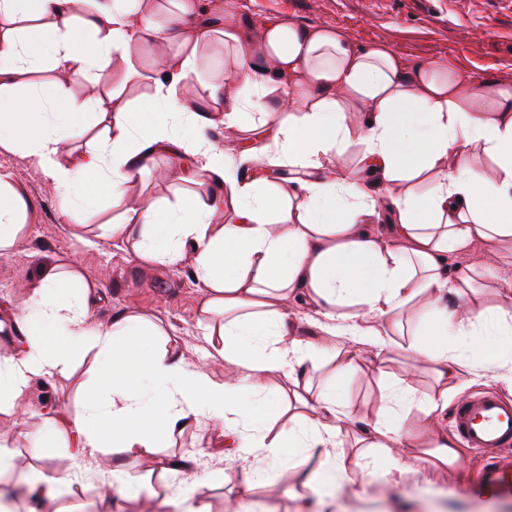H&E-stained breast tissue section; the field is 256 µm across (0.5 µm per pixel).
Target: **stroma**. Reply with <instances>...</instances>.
Masks as SVG:
<instances>
[{
    "label": "stroma",
    "mask_w": 512,
    "mask_h": 512,
    "mask_svg": "<svg viewBox=\"0 0 512 512\" xmlns=\"http://www.w3.org/2000/svg\"><path fill=\"white\" fill-rule=\"evenodd\" d=\"M234 18L248 31H256L265 18L287 16L305 25L332 26L358 45L392 47L412 61L441 59L466 76L512 83V0H224ZM8 168L36 207L30 236L11 253L0 256V324L11 326L20 307V291L34 282L38 264L47 260L62 266L77 265L86 281L103 288L104 296L93 312L104 324L127 306H134L166 330V347L182 350L192 361L207 364L209 346L197 324L202 290L190 269L169 270L138 263L116 247L91 221L75 227L61 223L59 201L33 161L20 152L0 150V167ZM477 284L495 298L498 286L512 283V258L487 250L475 271ZM90 360L76 364L67 378L47 386H34L25 399L24 415H0V444L14 454V467L0 476V494L11 493L14 512H52L54 506L70 512H142V500L104 498L94 460L75 449L47 444L45 448L61 477L82 469L83 475L63 490L57 503L33 500L20 493L18 482L34 462L30 435L45 417L71 418L74 402L89 377ZM379 377L372 371L352 372L342 385L349 419L343 427L355 434L372 420L379 399ZM216 427L203 424L174 440L173 447L157 449L134 468L144 486L167 482V512H183L179 492L184 475L196 482L195 501L204 512H228L239 501L264 502L273 512H512V493H485L477 487L480 459L466 453L458 470L423 468L419 478L383 487L380 480L351 471L346 484L332 497L302 486L300 471L318 470V459L302 469L288 460L276 462L266 483L245 489L239 479L244 464L234 449L218 445ZM190 461L189 471L172 469V462ZM224 470L223 486L203 477L207 470Z\"/></svg>",
    "instance_id": "obj_1"
}]
</instances>
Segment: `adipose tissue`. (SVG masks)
<instances>
[{
    "label": "adipose tissue",
    "instance_id": "ef3b65f1",
    "mask_svg": "<svg viewBox=\"0 0 512 512\" xmlns=\"http://www.w3.org/2000/svg\"><path fill=\"white\" fill-rule=\"evenodd\" d=\"M214 42L224 47L219 74L204 55ZM146 47L164 51L149 71ZM47 69L81 73L83 94L44 97L36 76ZM112 72L119 80L102 92ZM145 80L151 94L126 99ZM195 80L209 94L193 103L185 90ZM219 125L247 147L217 143ZM355 143L356 168L335 164ZM0 149L34 160L66 221L98 216L109 199L120 208L105 224L113 241L146 265L191 264L204 290L198 322L220 373L160 347L163 328L136 310L94 323L100 290L77 268L46 265L22 292V341L0 353V412H19L33 385L93 355L74 421L45 419L32 445H75L127 499L141 494L130 463L205 421L242 453L262 450L263 465L242 472L248 487L267 478V462L312 455L325 466L304 484L319 491L340 487L352 466L398 485L416 463L463 462L436 422L476 361L496 364L512 389V310L473 291L470 269L448 267L487 249L512 254V85L288 17L252 38L223 5L202 15L200 0H0ZM161 154L181 170L175 205L132 193ZM283 158L295 169L287 183L258 176ZM202 184L211 200L195 193ZM33 210L0 170V255L30 234ZM385 215L386 238L369 229ZM292 297L312 311L317 340L290 329ZM405 316L416 335L406 345ZM363 343L379 365L397 352L423 362L435 387L420 396L402 379L383 384L373 422L348 445L340 385ZM273 377L286 389L270 388ZM315 378L320 388L303 396Z\"/></svg>",
    "mask_w": 512,
    "mask_h": 512
}]
</instances>
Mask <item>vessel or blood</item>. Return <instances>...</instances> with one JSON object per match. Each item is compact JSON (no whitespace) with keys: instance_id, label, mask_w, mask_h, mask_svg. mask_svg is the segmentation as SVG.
I'll use <instances>...</instances> for the list:
<instances>
[{"instance_id":"b4317fda","label":"vessel or blood","mask_w":512,"mask_h":512,"mask_svg":"<svg viewBox=\"0 0 512 512\" xmlns=\"http://www.w3.org/2000/svg\"><path fill=\"white\" fill-rule=\"evenodd\" d=\"M453 434L483 459L479 480L495 490H512V401L482 392L454 403Z\"/></svg>"}]
</instances>
